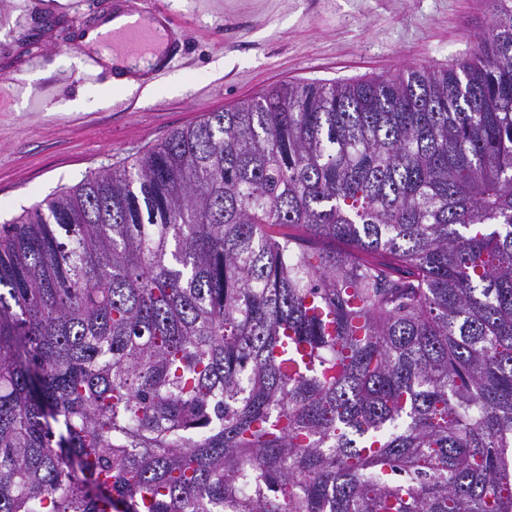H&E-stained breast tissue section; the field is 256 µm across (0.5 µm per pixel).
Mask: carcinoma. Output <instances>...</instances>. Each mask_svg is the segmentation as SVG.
<instances>
[{
  "instance_id": "carcinoma-1",
  "label": "carcinoma",
  "mask_w": 512,
  "mask_h": 512,
  "mask_svg": "<svg viewBox=\"0 0 512 512\" xmlns=\"http://www.w3.org/2000/svg\"><path fill=\"white\" fill-rule=\"evenodd\" d=\"M0 512H512V0L1 225Z\"/></svg>"
}]
</instances>
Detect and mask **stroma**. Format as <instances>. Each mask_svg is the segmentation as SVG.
<instances>
[{
	"label": "stroma",
	"mask_w": 512,
	"mask_h": 512,
	"mask_svg": "<svg viewBox=\"0 0 512 512\" xmlns=\"http://www.w3.org/2000/svg\"><path fill=\"white\" fill-rule=\"evenodd\" d=\"M125 0H0V224L172 131L285 82L455 65L486 0H132L162 5L173 46L155 95L87 77L83 37Z\"/></svg>",
	"instance_id": "1"
}]
</instances>
